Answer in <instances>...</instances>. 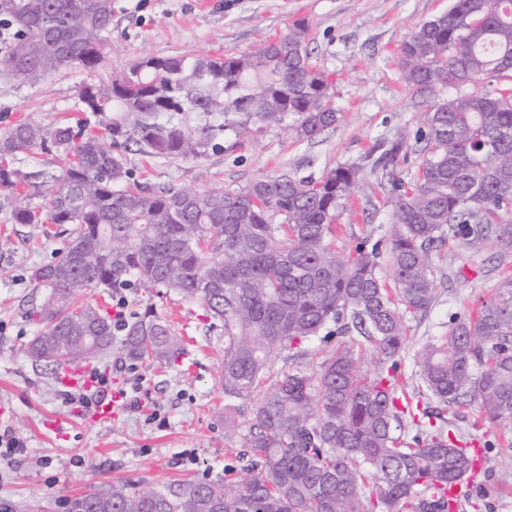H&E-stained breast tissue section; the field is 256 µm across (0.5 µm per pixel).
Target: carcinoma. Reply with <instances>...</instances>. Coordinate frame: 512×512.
Instances as JSON below:
<instances>
[{
  "mask_svg": "<svg viewBox=\"0 0 512 512\" xmlns=\"http://www.w3.org/2000/svg\"><path fill=\"white\" fill-rule=\"evenodd\" d=\"M2 22L14 30L0 56L5 80L86 74L78 92L86 118L20 122L0 135L11 223L71 225L63 251L31 273L46 291L33 311L41 329L31 357L53 371L102 358L117 342L133 364H176L184 342L152 306L130 313L117 341L107 309L79 303L92 288H163L224 332V424L249 414L236 454L246 479L110 484L73 497L69 512H448V485L472 461L408 396L404 312L433 302L431 247L446 231L492 234L501 256L512 253V87L494 85L512 77V0H453L400 47L401 78L424 107L427 155L416 182L392 200L393 289L377 249L336 252L337 212L359 189L358 166L318 182L282 174L238 190H156L134 179L122 154L133 144L200 163L239 146L251 125L300 139L335 126L333 87L313 62L305 22L245 53L147 55L107 82L98 72L112 0H0ZM477 79L487 81L481 92L436 96ZM36 149L61 161L59 175L46 180L20 165ZM81 312L98 321L102 343L85 337ZM344 319L375 353L367 369L354 347L324 333ZM317 340L329 350L315 372L297 366L272 378L278 354L309 356ZM416 364L418 396L475 402L492 426L512 420V277L425 345Z\"/></svg>",
  "mask_w": 512,
  "mask_h": 512,
  "instance_id": "1",
  "label": "carcinoma"
}]
</instances>
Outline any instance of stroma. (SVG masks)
Listing matches in <instances>:
<instances>
[{"mask_svg":"<svg viewBox=\"0 0 512 512\" xmlns=\"http://www.w3.org/2000/svg\"><path fill=\"white\" fill-rule=\"evenodd\" d=\"M452 0H112V55L120 71L140 55H216L245 52L275 37L294 21L310 26L313 59L327 73L341 120L315 138L297 139L271 127L244 134L233 151L202 164L171 163L137 150L127 165L141 183L158 188L237 189L266 176L288 174L322 180L340 165L360 166L363 191L351 196L337 219L336 248L378 246L380 274L390 279L387 254L392 230L390 199L396 182L416 179L424 159L423 123L412 90L398 67L400 47L421 23L447 11ZM81 73L17 87L0 79V133L22 121L44 126L72 122ZM405 145L386 168L374 167L381 149ZM0 207V429L24 448L0 457V512H66L68 499L120 481L161 487L180 479L224 483L247 432L246 415L224 427V396L216 381L224 364V335L207 331L199 305L178 294L131 288L126 310L153 305L179 335L188 353L178 365L159 368L124 361L112 349L94 365L110 384L141 390L149 408L128 409L112 422H95L91 409L65 400L49 368L28 353L38 332L29 311L41 289L32 270L53 260L66 245L43 224H13ZM436 296L425 313L406 314L409 343L402 353L410 381L416 355L467 316L512 275L493 239L469 244L451 234L432 251ZM449 427L485 446L484 470L470 487L462 512H512V421L478 422L475 406L449 409Z\"/></svg>","mask_w":512,"mask_h":512,"instance_id":"stroma-1","label":"stroma"}]
</instances>
